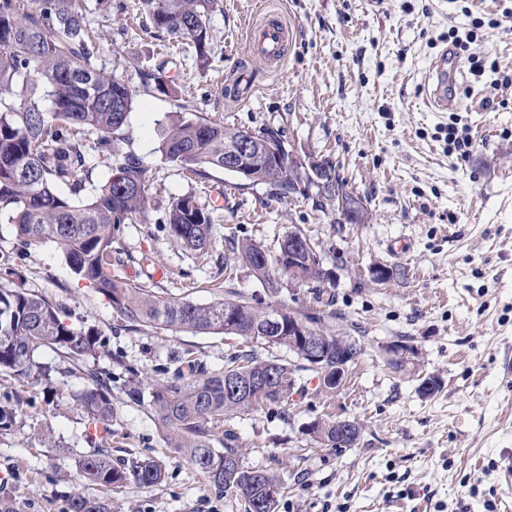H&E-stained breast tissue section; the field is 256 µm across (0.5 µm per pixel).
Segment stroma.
I'll return each mask as SVG.
<instances>
[{
  "mask_svg": "<svg viewBox=\"0 0 512 512\" xmlns=\"http://www.w3.org/2000/svg\"><path fill=\"white\" fill-rule=\"evenodd\" d=\"M124 2L125 20L88 16L102 36L99 64L139 90L117 146L143 158L149 193L145 219L120 237L123 273L200 304L214 299L208 282L228 271L245 298L272 296L293 311L318 310L317 294L327 291L344 315L334 329L363 347L335 393L301 372L290 404L225 420L216 442L234 435L245 465L281 477L276 512H512V89L495 88L497 76L512 74V29L472 27L502 18L512 0H222L209 21L204 72L194 53L154 32L140 0ZM271 16L290 32L286 61L274 72L247 44L250 25ZM452 28L475 30L471 51L490 54L497 70L477 78L461 67L445 111L430 101L432 66ZM159 65L169 94L140 91L141 70ZM188 112L280 130L286 150L304 162L332 156L369 223H349L313 188L280 199L263 185L241 189L221 170L198 177L167 163L157 150L161 130ZM452 114L473 144L465 160L439 135ZM187 193L214 212L204 259L175 245L164 222L170 202ZM298 228L321 246L331 281L285 284L273 295L236 265L231 238L275 252ZM143 252L153 265L133 263ZM2 258L30 292L65 306L68 322L101 333L114 416L97 440L117 465L160 460L165 479L114 489L82 482L75 462L90 446L81 369L49 382L0 373V401L20 402L13 428L0 432V497L13 499L17 512H68L77 493L112 512H244L241 497L209 484L125 392L126 367L158 378L173 354L187 351L220 370L239 339L124 330L54 243L21 247L3 221ZM378 266L389 270L387 280L372 279ZM391 344L413 348L405 371L388 368ZM116 354L124 367L113 365ZM429 375L442 386L426 397L417 387ZM329 419L357 422V443L316 442L309 424Z\"/></svg>",
  "mask_w": 512,
  "mask_h": 512,
  "instance_id": "1",
  "label": "stroma"
}]
</instances>
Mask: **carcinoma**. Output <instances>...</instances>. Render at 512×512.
<instances>
[{"label":"carcinoma","mask_w":512,"mask_h":512,"mask_svg":"<svg viewBox=\"0 0 512 512\" xmlns=\"http://www.w3.org/2000/svg\"><path fill=\"white\" fill-rule=\"evenodd\" d=\"M152 26L177 42L188 41L199 69L207 70L209 16L221 0H142ZM96 12L121 16L122 0H95ZM86 0H0V220L14 226L22 247L52 242L60 249L72 272L86 280L112 305L130 331L141 327L190 330L200 334H229L243 340L249 349H235L224 357V369L212 371L187 354L170 359L174 379L145 382L138 373H128L126 394L136 403H146L159 425L174 437L176 447L206 480L226 492L241 496L247 512H275L281 479L264 469L240 463L235 439L227 435L224 449L214 446L215 429L224 419L255 410L267 402L286 403L288 373L308 367L284 360L264 359L259 349L288 348L290 310L272 304H256L224 288L211 285L217 298L207 304L184 299H162L152 291L121 276L120 253L115 246L127 224L144 217L148 193L147 168L134 151L115 153L114 136L126 125L138 90L97 64L99 47L91 38ZM162 67L146 72L143 89L166 93ZM50 102V111L43 109ZM98 134V149L116 154L111 176L92 179L87 166V131ZM247 128L229 127L197 114L171 124L158 146L162 158L203 177L206 169H224V148ZM257 141L247 156L251 183L265 185L271 195L286 198L318 186L326 177L339 193L321 197L336 201L364 222L366 210L325 156L308 168L288 174L286 156L276 159L265 148L268 141L282 143L273 128L252 132ZM64 185L68 194L58 192ZM169 236L180 247L202 252L210 243L212 213L191 193L170 202L166 212ZM237 262L265 277L270 272L288 275V243L273 257L251 241L232 242ZM302 278H324L323 258H302ZM12 268L0 264V373L28 380H50L60 369L43 363L39 350L49 348L81 364L87 388L81 403L93 428L108 429L112 421V372L99 366L104 342L92 329L67 323L61 307L32 294L15 282ZM334 297L324 309L303 313L312 334L329 343L324 369H336V358L354 363L362 354L359 343L328 331L336 319ZM278 366L280 380L273 390L255 397L229 386L232 377L267 373ZM17 405L0 402V431L12 428ZM76 461L81 480L102 486L134 482L146 487L161 483L165 468L153 458L136 459L122 466L112 464L105 449L96 446ZM68 512H110L107 503L74 495Z\"/></svg>","instance_id":"cac0c4a2"}]
</instances>
